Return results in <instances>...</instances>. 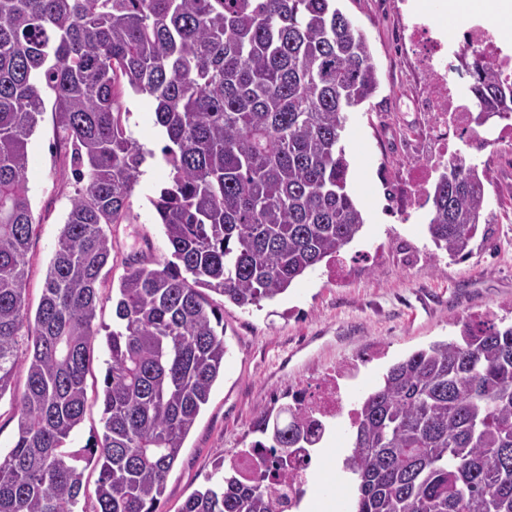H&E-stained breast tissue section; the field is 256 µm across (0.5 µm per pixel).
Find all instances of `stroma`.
<instances>
[{"label": "stroma", "mask_w": 512, "mask_h": 512, "mask_svg": "<svg viewBox=\"0 0 512 512\" xmlns=\"http://www.w3.org/2000/svg\"><path fill=\"white\" fill-rule=\"evenodd\" d=\"M338 6L366 32L380 77L379 90L350 113L342 136L350 162L348 192L355 198L370 192L374 200L363 207V229L344 252L347 266L321 263L259 309L244 310L209 293L224 316V376L167 477L162 512H179L204 485L217 457L255 441L251 426L258 415L291 404L293 395L308 391L327 370L361 364L347 392L349 406H358L396 361L432 342L459 336L465 319L477 321L490 311L502 318L512 308V153L492 145L475 159L492 183L489 221L480 225L469 257L454 259L436 250L427 230L428 209L398 204L413 166L434 153L428 138L414 144L408 140L410 130L422 125L414 97L425 78L396 59L391 42L396 22L379 13L377 0H339ZM125 102L128 131L154 156L141 168L126 218L107 229L112 262L110 285L100 291V331L112 325L111 286L128 262L170 255L151 205L168 181L159 155L165 138L154 124L149 98L129 92ZM28 150L27 178L38 227L27 253L26 299L34 308L77 184L68 177L71 157L58 140L51 112L41 115ZM93 348L84 417L66 443L71 451L89 446L103 433L107 351L102 334Z\"/></svg>", "instance_id": "1"}]
</instances>
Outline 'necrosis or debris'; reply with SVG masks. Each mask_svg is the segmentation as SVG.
I'll return each mask as SVG.
<instances>
[{"label":"necrosis or debris","instance_id":"1","mask_svg":"<svg viewBox=\"0 0 512 512\" xmlns=\"http://www.w3.org/2000/svg\"><path fill=\"white\" fill-rule=\"evenodd\" d=\"M461 29L462 39L456 42L445 38L438 26L418 17L403 15L399 18L396 30L398 48L415 49L418 68L429 76L427 88L416 98V107L427 120L425 134L446 155L452 154L457 140L465 134L470 137L471 147L479 152L491 141L511 148L512 118L503 121L492 136L473 133L470 101L449 80L448 71L456 67L469 47L482 50L486 62L499 70L512 71V55L504 53L503 43L497 34L473 18L464 19ZM343 377V371H328L321 376L313 393L301 395L302 407L317 423H325L345 412Z\"/></svg>","mask_w":512,"mask_h":512}]
</instances>
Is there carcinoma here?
I'll return each instance as SVG.
<instances>
[{
	"label": "carcinoma",
	"mask_w": 512,
	"mask_h": 512,
	"mask_svg": "<svg viewBox=\"0 0 512 512\" xmlns=\"http://www.w3.org/2000/svg\"><path fill=\"white\" fill-rule=\"evenodd\" d=\"M466 66L477 124L512 116V79ZM379 86L365 33L336 0H0V397L21 368L15 445L0 456V512H75L82 463L97 512H159L166 476L224 375L223 315L274 301L360 235L340 144ZM154 104L169 181L152 200L171 259L128 264L102 397V437L64 450L83 420L106 227L127 216L146 157L125 88ZM52 97L81 183L36 312L26 264L36 223L28 144ZM487 172L456 156L435 183L428 232L466 258L488 220ZM299 406L254 422V472L215 464L180 512H279L277 468L316 445ZM352 512H512V324L466 323L393 363L354 412Z\"/></svg>",
	"instance_id": "obj_1"
}]
</instances>
